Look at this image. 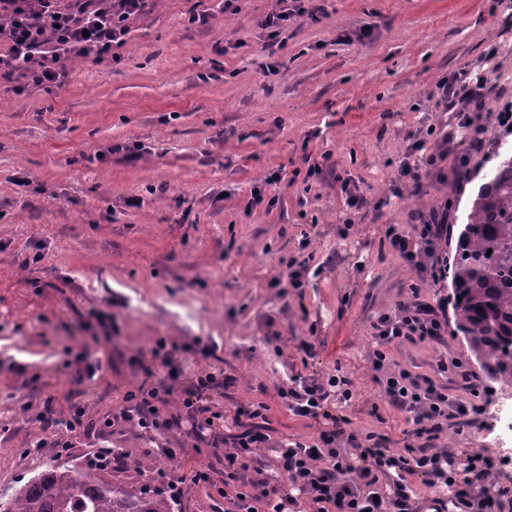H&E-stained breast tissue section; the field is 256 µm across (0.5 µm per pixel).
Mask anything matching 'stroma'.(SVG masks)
I'll return each instance as SVG.
<instances>
[{
  "mask_svg": "<svg viewBox=\"0 0 512 512\" xmlns=\"http://www.w3.org/2000/svg\"><path fill=\"white\" fill-rule=\"evenodd\" d=\"M321 4L319 21L302 17L282 33L276 75L263 71L267 33L257 22L279 0H151L119 62L70 60L49 93L0 85V493L52 464L85 469L105 444L147 455L139 427L117 415L161 337L214 343L212 358L188 354L187 375L232 378L211 395L217 410L266 403L272 441H306L318 428L289 413L279 386L339 369L354 395L330 410L402 450L408 416L380 397L370 325L409 297L417 277L381 239L389 225L407 228L443 206L450 224L464 223L488 167L486 142L505 139L495 111L512 101V0ZM195 8L206 25L188 24ZM479 70L495 85L475 115L485 144L468 149L454 133L421 190L392 197L408 134L452 119L439 79ZM117 144L139 146V158L99 161ZM319 162L325 178L307 181ZM273 172L276 204L250 207ZM21 177L28 186H17ZM342 177L366 198L361 212L347 207ZM291 259L313 273L283 296L270 283ZM304 341L313 356L300 351ZM386 352L393 367L479 405L470 419L448 420L438 444L482 452L494 462L491 487L512 489V401L485 372L471 384L437 369L468 360L462 337ZM81 356L101 360L94 379L78 380ZM78 390L84 425L68 434L69 448L55 447L33 407L48 400L66 416ZM169 441L180 454L168 472L128 471V489L169 488L172 474L212 452L181 430ZM223 484L220 469L209 483H185L180 512H224Z\"/></svg>",
  "mask_w": 512,
  "mask_h": 512,
  "instance_id": "obj_1",
  "label": "stroma"
}]
</instances>
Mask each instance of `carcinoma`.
<instances>
[{
  "mask_svg": "<svg viewBox=\"0 0 512 512\" xmlns=\"http://www.w3.org/2000/svg\"><path fill=\"white\" fill-rule=\"evenodd\" d=\"M448 265L454 330L493 380L512 386V152L483 174ZM129 455L112 449L105 466L50 465L3 498L5 512H176L175 499L131 491L99 473H123Z\"/></svg>",
  "mask_w": 512,
  "mask_h": 512,
  "instance_id": "1",
  "label": "carcinoma"
}]
</instances>
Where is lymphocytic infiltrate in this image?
Returning a JSON list of instances; mask_svg holds the SVG:
<instances>
[{"mask_svg":"<svg viewBox=\"0 0 512 512\" xmlns=\"http://www.w3.org/2000/svg\"><path fill=\"white\" fill-rule=\"evenodd\" d=\"M149 0H0V79L14 84L15 92L37 87L45 92L60 86L66 77L67 60L80 58L100 63L116 59L130 32L133 19L143 15ZM321 5L295 4L270 13L259 25L268 32L266 71L275 75L281 63L279 36L289 21L306 15L316 17ZM442 99L453 110L457 128L474 125L471 108H484L491 79L479 74L464 80L442 77L438 83ZM405 159L390 192L401 196L404 186L420 188L423 168L428 163L429 135L407 137ZM448 233V211L440 209L418 215L410 229L387 227L385 240L418 279L439 283L448 278V259L437 246ZM448 331L445 316L412 289L395 309L378 313L371 323L377 347L371 358L381 398L392 408L411 414L414 426L406 430L402 452L393 453L385 438L363 444L347 416L334 415L328 404L335 398L350 400V378L327 374L307 378L294 387H281L278 395L293 416L321 422L322 427L308 442L271 444L262 424L267 406L259 402L246 408L244 417H226L213 410L208 400L216 385L214 373H198L191 380L183 401V412L169 409L168 398L149 382L126 397L120 418L136 422L150 440L167 437L183 423L192 432L232 425L237 432L228 447L214 446L212 458L224 468V484L234 490L225 512H288L295 494L306 496L313 512H422L405 483L420 476L433 489L431 512H448L449 506L466 512H490L493 497L486 484L492 461L477 451L457 453L438 447L436 441L448 418L478 413V405L452 400L445 386L427 375L393 369L385 351L395 341L428 342ZM253 424L242 428V418ZM274 455L275 473L266 476L263 449ZM391 478L389 492L380 491L381 479Z\"/></svg>","mask_w":512,"mask_h":512,"instance_id":"1","label":"lymphocytic infiltrate"}]
</instances>
